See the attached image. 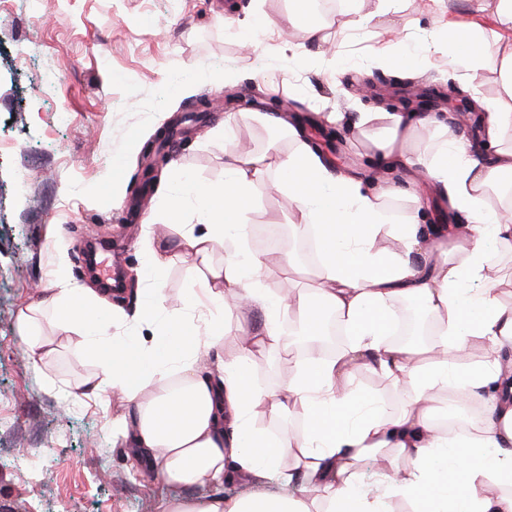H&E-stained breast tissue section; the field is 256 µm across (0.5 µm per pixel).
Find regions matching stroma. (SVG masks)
Segmentation results:
<instances>
[{
  "mask_svg": "<svg viewBox=\"0 0 512 512\" xmlns=\"http://www.w3.org/2000/svg\"><path fill=\"white\" fill-rule=\"evenodd\" d=\"M236 7L239 23L226 25ZM290 0H12L0 12V395L13 406V420L0 422V512H162L168 500L197 502L242 492V485L182 488L159 480L113 438L112 416L124 413V396L104 384L83 394L99 373L97 355L122 345L128 358L151 369L154 354L169 351L176 336L205 327L185 303L197 286L195 262L176 249L182 225L163 223L174 205L182 224L198 221L196 189L224 183V151L264 152L272 133L250 121L245 108L219 100L230 89L266 92L299 105L305 114H343L348 119L378 106L363 98V78L392 75L381 52L387 41L377 27L350 29L338 17L329 29L347 58L336 66L314 56L307 35L289 27ZM433 0H389L380 24L400 34L432 64L403 73L410 91L452 85L473 100L495 97L490 76L472 78L443 62L449 44ZM24 46L31 57L19 56ZM215 100L197 111V97ZM175 123L177 141L157 180L145 182L136 147L159 126ZM235 140L224 144V126ZM339 155L321 152L334 175L369 181L366 156L371 126H340ZM277 140V139H274ZM282 150L288 139L277 140ZM268 173L254 189L249 224L268 215L292 225L294 205ZM400 183L421 197L426 224H464L439 184L402 167ZM104 241L103 258L118 272L136 275L134 286L104 293L84 268L87 242ZM64 256L72 280L98 293L108 334L97 349L80 337L61 340L53 358L38 361L17 330L22 310L37 306L56 256ZM317 268L270 261L262 282L280 291L314 288ZM168 296L151 302L154 289ZM58 383L49 390L48 380ZM352 388L399 410L408 392L362 365L350 371Z\"/></svg>",
  "mask_w": 512,
  "mask_h": 512,
  "instance_id": "stroma-1",
  "label": "stroma"
}]
</instances>
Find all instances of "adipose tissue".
<instances>
[{"instance_id":"adipose-tissue-1","label":"adipose tissue","mask_w":512,"mask_h":512,"mask_svg":"<svg viewBox=\"0 0 512 512\" xmlns=\"http://www.w3.org/2000/svg\"><path fill=\"white\" fill-rule=\"evenodd\" d=\"M494 26L485 36L477 25L446 22L453 47L448 64L474 75L493 74L503 94L486 103L478 118L491 154H472L461 139H447L439 151L408 152L418 132L438 126L436 116L417 112L360 115V124L380 123L369 144L390 162L418 167L440 184L453 209L470 217L468 234L449 239L444 226L418 220L421 200L412 189L392 183L365 188L352 177H336L307 144L266 159L226 152L224 184L200 196L202 229H187L177 249L202 263L204 273L194 305L208 316L211 332L181 340L170 354L157 357L150 372L121 361L110 350L101 359L102 376L111 379L129 402L132 415L113 417L115 438L166 484L183 488L221 486L275 479L278 493L215 496L200 503L174 502L167 512H512V303L504 302L488 276L485 244L512 242V220L486 202L489 191L512 180V147L502 145L512 130V0H476ZM290 27L306 29L319 56L334 54L325 31L328 19L315 18L307 0H293ZM277 171L288 187L300 226L320 232V278L314 291L292 297L263 288L266 267L246 245L245 220L253 188L267 170ZM403 200L410 212L392 223L383 201ZM394 236L401 248L385 253L379 240ZM230 245L224 259L212 263L216 242ZM91 294L56 268L44 290L41 310L19 319L20 334L36 359L56 349L41 335L39 311L51 314L57 329L84 330L101 336L98 317L89 310ZM420 304L431 319L434 343L415 346L390 341L388 319L394 303ZM257 310L264 330L245 335L237 354L217 362L216 374H200L221 340L226 310ZM332 311L351 342L346 351L325 360L298 361L294 372L272 392L259 391L247 363L258 350L283 343L282 321L295 318L312 326L319 311ZM489 342L479 368L458 371L454 361L471 340ZM410 390L399 412L372 397L353 398L342 381L356 362ZM101 376V377H102ZM454 388L479 416L452 434L433 418V392ZM301 417L304 428L270 434L264 417ZM378 461L384 474L369 483L357 469Z\"/></svg>"}]
</instances>
